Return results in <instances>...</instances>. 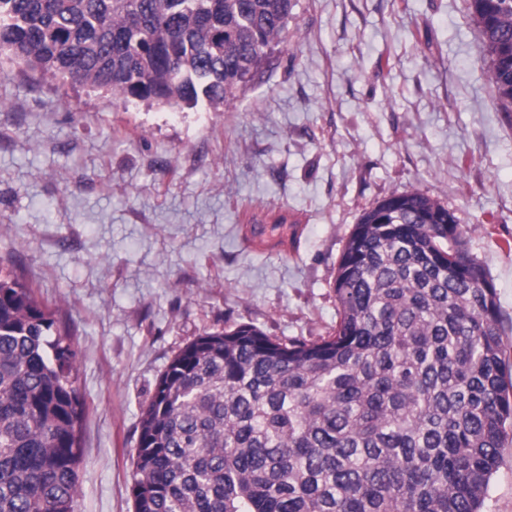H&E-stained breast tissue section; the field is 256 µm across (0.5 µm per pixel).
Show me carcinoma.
I'll return each mask as SVG.
<instances>
[{"instance_id":"cac0c4a2","label":"carcinoma","mask_w":512,"mask_h":512,"mask_svg":"<svg viewBox=\"0 0 512 512\" xmlns=\"http://www.w3.org/2000/svg\"><path fill=\"white\" fill-rule=\"evenodd\" d=\"M512 112V0H468ZM292 0H0V69L123 106L235 97ZM454 212L393 193L350 232L338 320L316 340L251 324L180 348L140 411L133 512H484L512 428L496 289ZM77 352L0 268V512H74Z\"/></svg>"}]
</instances>
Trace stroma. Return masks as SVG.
Masks as SVG:
<instances>
[{
	"label": "stroma",
	"instance_id": "1",
	"mask_svg": "<svg viewBox=\"0 0 512 512\" xmlns=\"http://www.w3.org/2000/svg\"><path fill=\"white\" fill-rule=\"evenodd\" d=\"M285 42L223 108L122 107L0 73V266L77 351L75 512H133L140 410L170 358L252 324L315 340L365 209L418 191L453 210L512 344V112L467 0H293ZM287 212L280 245L250 214ZM484 512H512V435Z\"/></svg>",
	"mask_w": 512,
	"mask_h": 512
}]
</instances>
